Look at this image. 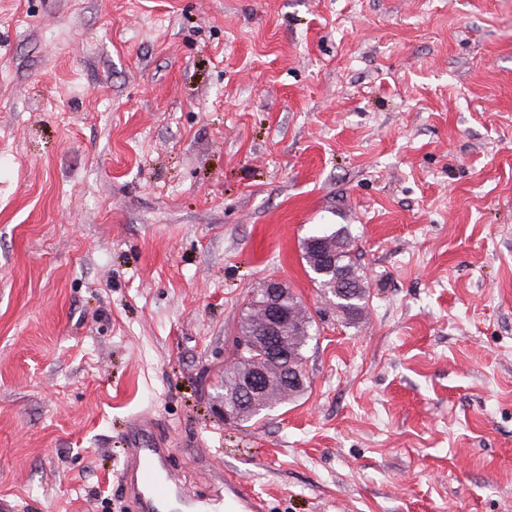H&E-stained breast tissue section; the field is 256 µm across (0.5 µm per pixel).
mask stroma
Listing matches in <instances>:
<instances>
[{
    "instance_id": "obj_1",
    "label": "stroma",
    "mask_w": 512,
    "mask_h": 512,
    "mask_svg": "<svg viewBox=\"0 0 512 512\" xmlns=\"http://www.w3.org/2000/svg\"><path fill=\"white\" fill-rule=\"evenodd\" d=\"M344 225L352 323L301 251ZM272 277L305 389L227 425ZM141 412L197 501L512 512V0H0V512H129ZM331 240L336 244V267L342 268L349 274L350 288H344L345 278L338 279L339 288L335 287V272L325 273L316 277L311 276V281L319 288L321 294L331 295L332 304L336 307V313L346 321L355 320L361 316L368 306L369 289L363 281L360 274L359 265L353 254V242L350 232L347 228H339L330 232L313 234L304 239L302 243L303 259L314 273L321 265H318L311 253V243L319 240ZM214 480L224 486V494L213 499L204 512H266L264 499L245 489L242 481L229 472L216 475Z\"/></svg>"
}]
</instances>
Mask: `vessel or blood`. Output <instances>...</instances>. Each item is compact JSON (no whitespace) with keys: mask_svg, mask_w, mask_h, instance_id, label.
<instances>
[{"mask_svg":"<svg viewBox=\"0 0 512 512\" xmlns=\"http://www.w3.org/2000/svg\"><path fill=\"white\" fill-rule=\"evenodd\" d=\"M169 454L166 443L154 434L150 417L131 418L120 477L133 512H166L176 504L191 506V497L167 465ZM215 481L224 492L214 498L207 512H266L264 499L247 491L233 474L216 476Z\"/></svg>","mask_w":512,"mask_h":512,"instance_id":"obj_1","label":"vessel or blood"}]
</instances>
